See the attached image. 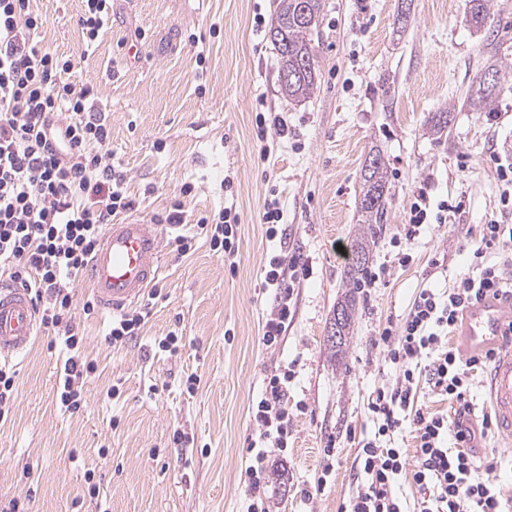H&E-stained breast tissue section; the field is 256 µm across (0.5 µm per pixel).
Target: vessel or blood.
<instances>
[{"instance_id": "obj_1", "label": "vessel or blood", "mask_w": 512, "mask_h": 512, "mask_svg": "<svg viewBox=\"0 0 512 512\" xmlns=\"http://www.w3.org/2000/svg\"><path fill=\"white\" fill-rule=\"evenodd\" d=\"M164 235L160 225L129 218L110 224L88 275L100 307L121 313L137 304L161 271ZM37 330L27 290L0 283V360L23 354ZM467 350L490 351L489 405L495 427L512 436V295L468 307L457 328Z\"/></svg>"}]
</instances>
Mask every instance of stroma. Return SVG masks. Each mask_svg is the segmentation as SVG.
I'll list each match as a JSON object with an SVG mask.
<instances>
[{
  "instance_id": "35a3bbf8",
  "label": "stroma",
  "mask_w": 512,
  "mask_h": 512,
  "mask_svg": "<svg viewBox=\"0 0 512 512\" xmlns=\"http://www.w3.org/2000/svg\"><path fill=\"white\" fill-rule=\"evenodd\" d=\"M277 3L112 0L108 28L86 53L82 0H31L46 21L41 44L71 60L74 82L97 94L135 217L153 221L183 184L193 192L182 230L164 231L161 295L137 342L112 345L111 314H85L92 294L86 280L76 283L73 331L96 365L79 412L56 402L60 361L47 330L14 359L15 401L0 420V501H28L31 512H244L252 403L266 375L284 367L294 372L291 437L287 454H270L271 512H341L355 493L359 443L374 431L367 402L394 375L374 338L405 318L418 289L451 288L467 271L465 239L501 216L495 163L512 162V79L495 112L472 110L466 97L487 67L512 68V0H491L492 43L468 24L467 0H324L312 36L317 89L296 101L281 95L277 52L254 28L255 15L272 20ZM445 109L451 121L434 136L427 122ZM261 112L282 113L288 124L264 160ZM375 149L391 194L367 263L380 282L358 291L354 324L333 357L326 330L347 294L362 229L360 172ZM227 176L239 214L230 262L196 228L222 208ZM272 188L286 250L313 269L295 285L293 319L275 349L260 341L270 313L261 217ZM422 190L431 203L459 198L466 207L406 243L403 226ZM179 232L195 238L188 254L176 250ZM172 331L183 347L160 351L158 340ZM177 430L194 440L185 461L172 442ZM89 470L102 477L95 494Z\"/></svg>"
}]
</instances>
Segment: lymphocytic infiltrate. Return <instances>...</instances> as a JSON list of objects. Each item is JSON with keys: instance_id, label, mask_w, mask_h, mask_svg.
Returning <instances> with one entry per match:
<instances>
[{"instance_id": "1", "label": "lymphocytic infiltrate", "mask_w": 512, "mask_h": 512, "mask_svg": "<svg viewBox=\"0 0 512 512\" xmlns=\"http://www.w3.org/2000/svg\"><path fill=\"white\" fill-rule=\"evenodd\" d=\"M44 18L30 0H0V277L26 288L41 325L58 332L63 354L57 402L75 413L83 404L81 385L95 371L83 339L68 324L72 289L87 270L108 224L132 211L135 202L126 175L112 163L107 146L111 128L93 108V88L71 79V60L41 46L36 36ZM239 215L227 206L202 217L197 226L211 249L231 257L237 251ZM468 271L447 294L420 289L405 319L384 327L374 344L396 372L393 384L379 388L368 409L374 435L358 454L361 482L344 512H407L399 492L403 470L421 495L420 512H506L500 487L489 479L496 457L477 458L471 447L486 437L493 419L466 425L475 410V377L490 354L462 357L448 343V331L466 308L486 297L506 295L512 275V225L490 220L478 238L465 240ZM306 265L283 252L270 254L265 285L273 302L261 341L278 347L292 320L293 283ZM157 291L134 310L113 318L112 344L135 342L149 318ZM434 395L456 405L454 416L418 404L419 381ZM288 379L267 375L252 406L255 437L249 445L246 512H269V450L286 451L290 417ZM411 431L413 451L393 441Z\"/></svg>"}]
</instances>
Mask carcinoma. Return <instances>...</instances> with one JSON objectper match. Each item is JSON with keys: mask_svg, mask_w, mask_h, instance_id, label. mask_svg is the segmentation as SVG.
<instances>
[{"mask_svg": "<svg viewBox=\"0 0 512 512\" xmlns=\"http://www.w3.org/2000/svg\"><path fill=\"white\" fill-rule=\"evenodd\" d=\"M491 0H469V22L476 29H484L490 19ZM323 0H279L269 38L279 56L278 83L282 94L292 100L305 99L317 90L318 56L312 45V34L320 24ZM499 74L498 82L477 81L467 102L477 112H492L501 81L512 77V71L492 68ZM374 165L363 168L361 190L358 202L362 223L367 225V236L375 241L377 230L383 228L389 205L387 166L383 155H371ZM356 261L351 264V276L346 287L362 288V277L368 261L366 247L358 244L354 248ZM355 299H348L341 305L340 339L329 343L331 354L340 351L349 335L355 314Z\"/></svg>", "mask_w": 512, "mask_h": 512, "instance_id": "cac0c4a2", "label": "carcinoma"}]
</instances>
